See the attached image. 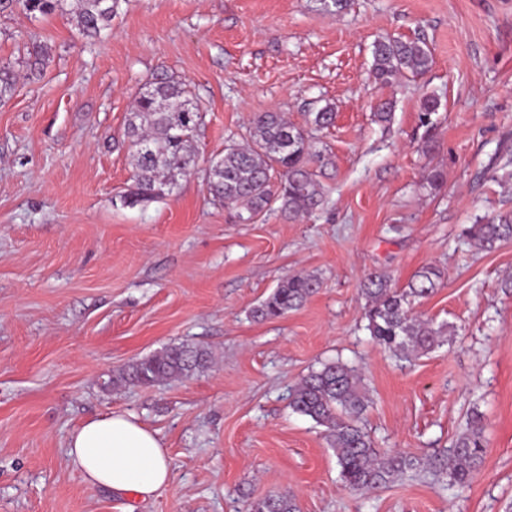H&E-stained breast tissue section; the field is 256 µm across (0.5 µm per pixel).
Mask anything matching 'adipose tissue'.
I'll use <instances>...</instances> for the list:
<instances>
[{
  "mask_svg": "<svg viewBox=\"0 0 512 512\" xmlns=\"http://www.w3.org/2000/svg\"><path fill=\"white\" fill-rule=\"evenodd\" d=\"M69 464L92 487L148 501L171 477V460L155 431L111 412L87 420L68 437Z\"/></svg>",
  "mask_w": 512,
  "mask_h": 512,
  "instance_id": "ef3b65f1",
  "label": "adipose tissue"
}]
</instances>
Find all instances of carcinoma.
I'll list each match as a JSON object with an SVG mask.
<instances>
[{
	"label": "carcinoma",
	"mask_w": 512,
	"mask_h": 512,
	"mask_svg": "<svg viewBox=\"0 0 512 512\" xmlns=\"http://www.w3.org/2000/svg\"><path fill=\"white\" fill-rule=\"evenodd\" d=\"M64 0H0V13L21 8L29 13L48 14L63 8ZM119 0H78L76 20L80 33L96 38L110 27ZM433 62L427 43L386 39L375 43L372 69L382 84L398 82L427 71ZM16 78L10 67L0 66V101L14 90ZM316 130L330 127L335 113L326 105L308 113ZM203 116L191 91L166 71L152 76L136 97L124 127L132 158L131 189L121 195L126 205L157 200L172 192L178 177L195 169V141ZM324 153L315 148L308 130L296 126L279 112L253 116L247 143L230 142L224 155L210 161L206 180L213 199L240 204L251 221L278 206L288 218L309 216L323 208L325 194L319 170L326 167ZM466 236L480 249L492 251L512 240V218L478 220ZM443 272L429 265L418 270L407 287L397 289L382 275H370L362 283L367 299L364 316L373 340L396 358L410 360L418 351H429L443 343L447 326L413 314L415 302L431 296ZM320 287L314 275L295 274L277 287L252 311L261 321L282 317L299 308ZM208 349L189 344L171 346L144 357L112 375L109 383L150 386L167 379L189 378L209 368ZM293 410L324 427L325 438L336 455L341 480L354 492H373L416 466V460L376 447L359 425L368 400L361 377L349 365L335 361L301 378L292 390ZM485 436L480 414H474L465 431L457 435L441 467L448 481L465 484L484 461ZM248 512H296L288 493L270 495L251 503Z\"/></svg>",
	"instance_id": "cac0c4a2"
}]
</instances>
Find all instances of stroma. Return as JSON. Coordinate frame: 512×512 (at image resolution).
Returning a JSON list of instances; mask_svg holds the SVG:
<instances>
[{
	"label": "stroma",
	"instance_id": "1",
	"mask_svg": "<svg viewBox=\"0 0 512 512\" xmlns=\"http://www.w3.org/2000/svg\"><path fill=\"white\" fill-rule=\"evenodd\" d=\"M424 39L430 69L398 85L372 74V44ZM46 65L31 75L28 51ZM17 75L0 102V512H126L130 497L87 486L69 433L126 412L156 431L169 483L136 512H244L293 494L298 512H512V240L479 250L476 218L512 213V0H120L112 28L83 38L72 11L0 14V65ZM203 113L199 168L144 206L131 183L126 117L160 71ZM439 108L432 127L422 102ZM394 102L390 125L378 100ZM330 157L327 202L291 221L254 222L213 201L205 170L259 112L305 126ZM441 172V188L428 177ZM444 272L414 311L452 326L443 345L397 360L365 330V274L405 287ZM295 273L320 288L298 310L253 307ZM202 345V373L109 386L112 373L169 346ZM356 368L361 423L379 448L420 467L369 494L344 488L323 429L291 409L323 363ZM486 453L462 487L435 462L467 426Z\"/></svg>",
	"mask_w": 512,
	"mask_h": 512
}]
</instances>
